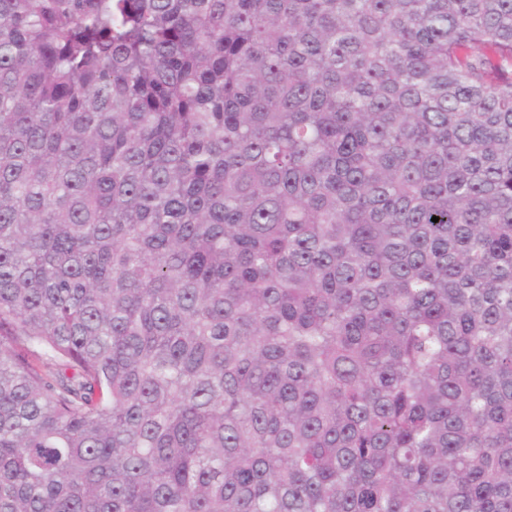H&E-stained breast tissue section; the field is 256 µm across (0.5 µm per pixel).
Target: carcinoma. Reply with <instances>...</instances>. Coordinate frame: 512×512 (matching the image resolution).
<instances>
[{
  "label": "carcinoma",
  "mask_w": 512,
  "mask_h": 512,
  "mask_svg": "<svg viewBox=\"0 0 512 512\" xmlns=\"http://www.w3.org/2000/svg\"><path fill=\"white\" fill-rule=\"evenodd\" d=\"M0 512H512V0H0Z\"/></svg>",
  "instance_id": "1"
}]
</instances>
